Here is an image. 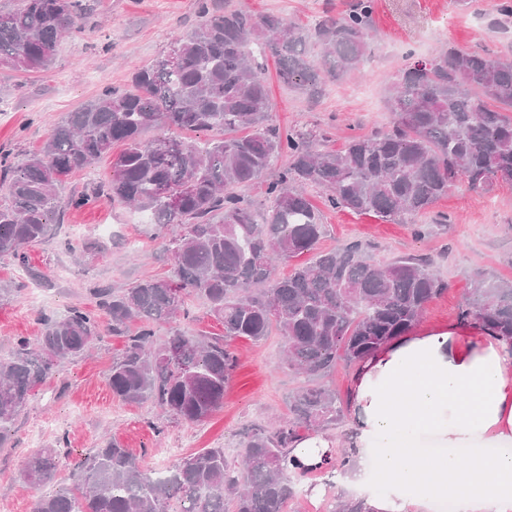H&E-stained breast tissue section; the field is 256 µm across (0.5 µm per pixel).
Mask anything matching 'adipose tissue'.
I'll return each instance as SVG.
<instances>
[{
  "mask_svg": "<svg viewBox=\"0 0 512 512\" xmlns=\"http://www.w3.org/2000/svg\"><path fill=\"white\" fill-rule=\"evenodd\" d=\"M340 440L316 434L289 446L286 463L321 467L375 512H512V338L479 326L409 333L352 374Z\"/></svg>",
  "mask_w": 512,
  "mask_h": 512,
  "instance_id": "1",
  "label": "adipose tissue"
}]
</instances>
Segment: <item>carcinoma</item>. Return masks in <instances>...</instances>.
<instances>
[{
	"label": "carcinoma",
	"mask_w": 512,
	"mask_h": 512,
	"mask_svg": "<svg viewBox=\"0 0 512 512\" xmlns=\"http://www.w3.org/2000/svg\"><path fill=\"white\" fill-rule=\"evenodd\" d=\"M217 2L201 0L197 25L173 37L176 58L139 67L126 87H105L66 113L25 163L0 156V259L26 264V249L48 236L63 209L107 199L148 213L169 236L174 261L170 277L119 293L101 289L97 311L74 306L44 318L37 342L15 339L0 358V447L58 363L105 333L125 340L107 374L112 394L150 400L177 422L201 423L222 407L237 338L260 341L276 329L284 365L307 384L291 395L288 419L246 433L236 460L208 448L156 475L113 438L89 453L75 488L36 498L32 512H288L311 469L284 473V450L301 439L299 429L334 425L349 408L321 379L338 360L357 365L407 333L443 290L427 260L379 265L357 243L318 251L323 224L306 188L324 192L334 209L402 223L457 181L471 190L512 183V54L441 49L396 74L386 100L390 129L321 149L312 133L272 122L262 59H276L282 83L321 94L361 69L374 0H354L347 12L326 11L309 25L246 7L217 10ZM95 8V0H13L0 9V65L50 69L62 39L83 33ZM149 129L165 134L143 138ZM182 131L218 136L199 144ZM117 144L110 178L62 196L74 171ZM273 170L259 224L237 189ZM305 252L313 260L275 275L277 264ZM192 296L207 300L224 335L179 330L158 339L156 325L189 317ZM460 316L511 338L512 282L476 273ZM61 460L60 450L45 449L28 461L26 479L52 483ZM330 512L369 509L339 497Z\"/></svg>",
	"instance_id": "carcinoma-1"
}]
</instances>
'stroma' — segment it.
<instances>
[{
    "label": "stroma",
    "mask_w": 512,
    "mask_h": 512,
    "mask_svg": "<svg viewBox=\"0 0 512 512\" xmlns=\"http://www.w3.org/2000/svg\"><path fill=\"white\" fill-rule=\"evenodd\" d=\"M231 2L306 25L325 9L348 10L352 0ZM498 2L474 0L464 9L456 0H375L371 54L361 75L327 84L316 101L280 82L275 59H265L274 123L325 135L332 149L341 148L349 136L386 129L393 119L386 109L389 84L404 65L448 45L512 51V25L496 24ZM196 21L197 0H98L85 32L64 39L48 71L0 70V151L12 162H23L40 149L62 113L78 109L103 87L124 88L134 68L163 57L173 36ZM309 196L325 225L319 250L357 242L379 263L408 255L432 260L446 289L428 304L417 330L459 323L475 272L512 281L510 184L477 191L455 184L429 212L405 224L331 208L316 189ZM443 216L448 222L440 230L417 233V226L440 223ZM166 244L157 225L124 204L99 201L66 209L49 237L28 248L26 266L0 261V287L13 290L9 300L0 302V357L10 354L17 337L38 340L43 316H60L73 306L95 309L98 289L117 292L141 279L171 276ZM188 307L190 319L161 325L158 336L179 329L222 334L205 299L191 298ZM122 347V338L103 337L89 354L60 363L36 390L0 448V512H32L37 497L74 487L92 448L109 438L141 453L152 470L206 448H221L236 458L241 430L287 416L289 396L305 383L284 366L278 333L259 342L239 338L231 344L237 368L223 407L203 424L175 423L151 402L126 404L113 397L106 372ZM62 435L69 454L54 484H28L23 474L27 457L55 447Z\"/></svg>",
    "instance_id": "35a3bbf8"
}]
</instances>
